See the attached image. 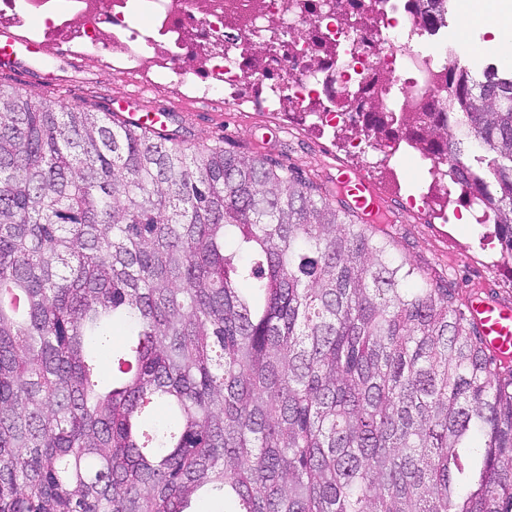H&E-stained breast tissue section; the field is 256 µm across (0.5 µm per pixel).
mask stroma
Returning a JSON list of instances; mask_svg holds the SVG:
<instances>
[{
    "label": "stroma",
    "instance_id": "stroma-1",
    "mask_svg": "<svg viewBox=\"0 0 512 512\" xmlns=\"http://www.w3.org/2000/svg\"><path fill=\"white\" fill-rule=\"evenodd\" d=\"M460 0H451L449 37L463 36L471 50L454 53L449 63L468 68L478 75L500 63L497 54L480 51L486 35L481 23L458 30ZM43 78L21 68H0V84L38 94L67 106L80 105L96 112L123 108L145 112L165 108L164 132L172 143L196 148L223 143L225 148L255 155L266 162L301 173L316 185L335 190L338 167L367 174L391 209V222L373 227L374 238L391 237L394 251L415 265L433 283L456 289L459 294L490 288L495 296L512 303V260L502 257L492 228L475 234L474 224L459 223L470 209L456 193L435 190L416 152L400 146L387 164L367 169L378 151L372 141L358 140L356 133L340 127H323L305 121L299 112H262L245 102L235 108L223 103L200 101L184 95L175 85L157 88L149 95L126 99L122 81L110 80L105 65L96 58H82L68 44L39 55ZM360 141V153H353L351 141ZM429 194V205L409 211L404 199L413 193Z\"/></svg>",
    "mask_w": 512,
    "mask_h": 512
}]
</instances>
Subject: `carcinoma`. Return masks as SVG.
Wrapping results in <instances>:
<instances>
[{"mask_svg":"<svg viewBox=\"0 0 512 512\" xmlns=\"http://www.w3.org/2000/svg\"><path fill=\"white\" fill-rule=\"evenodd\" d=\"M442 80L443 115L349 120L469 183L512 258V75ZM329 196L0 88V512H512V362Z\"/></svg>","mask_w":512,"mask_h":512,"instance_id":"obj_1","label":"carcinoma"}]
</instances>
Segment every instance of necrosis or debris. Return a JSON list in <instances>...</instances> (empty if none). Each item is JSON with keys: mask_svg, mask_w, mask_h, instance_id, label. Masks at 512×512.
<instances>
[{"mask_svg": "<svg viewBox=\"0 0 512 512\" xmlns=\"http://www.w3.org/2000/svg\"><path fill=\"white\" fill-rule=\"evenodd\" d=\"M0 0V24L31 31L41 44L63 39L83 54L112 57L111 73H140L233 107H285L332 126L364 91L386 112L421 110L444 96V52L423 50L437 30L413 0H367L361 32L341 22L358 0ZM260 54L259 72L248 62Z\"/></svg>", "mask_w": 512, "mask_h": 512, "instance_id": "1", "label": "necrosis or debris"}]
</instances>
